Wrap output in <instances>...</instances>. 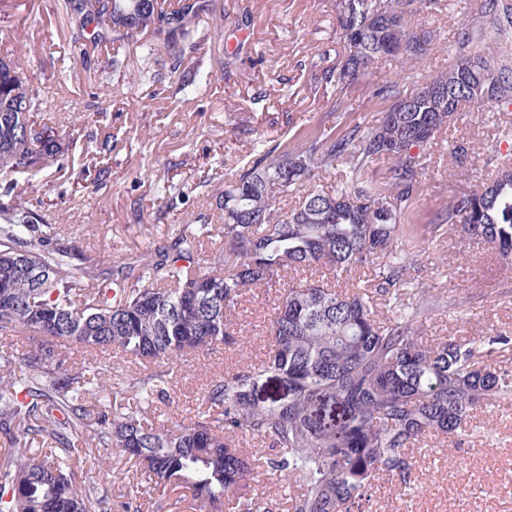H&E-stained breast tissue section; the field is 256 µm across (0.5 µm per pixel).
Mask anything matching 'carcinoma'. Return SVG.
<instances>
[{
    "mask_svg": "<svg viewBox=\"0 0 512 512\" xmlns=\"http://www.w3.org/2000/svg\"><path fill=\"white\" fill-rule=\"evenodd\" d=\"M435 10L440 0H336L343 60L323 72L341 93L387 57L420 63L433 51L434 34L413 30L415 3ZM86 42L98 47L109 35H135L142 43L140 78L160 65L156 47L179 60L201 14L213 0H65ZM474 33H458L452 63L402 93L396 79L376 95L389 101L380 122L341 134L320 129L292 143L258 151L224 184V246L205 255L211 224H185L145 252L112 261L103 245L83 249L60 237L31 207L0 194V334L26 337L28 350L0 354V428L12 444L40 439L50 447L0 453V512H112L93 483L80 482L64 460L85 435L97 448H113L138 463L152 488L185 489L207 512H269L247 497L257 477L256 459L237 446L238 435L269 443L279 454L268 467L295 482L289 512H355L370 500L379 475L407 485L416 468L409 449L431 437L461 442L470 436L478 409L512 398V363L492 354L512 347L497 332L469 341L448 338L425 345L413 325L432 309L405 303L413 264L407 246L419 228L403 224L428 167L427 145L447 129L461 106L479 107L474 90L512 106V65L469 49ZM27 49L15 42L0 55V179L35 175L48 164L64 166L68 149L56 128L35 114L45 88L24 73ZM393 162L380 187L366 177L369 164ZM347 166L332 194L308 191L287 209L288 194L329 167ZM473 239L512 255V170L502 168L482 189L456 197L441 215ZM44 271L39 282L18 262ZM323 269L341 279L372 268L365 286L335 290L304 274ZM280 286L268 327V357L242 363L210 380L202 395L207 410L189 424L155 426L147 412L182 358L238 342L233 313L251 287ZM391 316L379 317L378 304ZM119 351L134 362L154 363L125 377L113 398L134 394V405L100 408L103 388L94 366L66 364L61 347ZM285 381L288 394L261 401L258 385Z\"/></svg>",
    "mask_w": 512,
    "mask_h": 512,
    "instance_id": "carcinoma-1",
    "label": "carcinoma"
}]
</instances>
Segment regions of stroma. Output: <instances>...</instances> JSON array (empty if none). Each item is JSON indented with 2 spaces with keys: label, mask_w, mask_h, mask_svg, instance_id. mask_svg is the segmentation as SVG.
Masks as SVG:
<instances>
[{
  "label": "stroma",
  "mask_w": 512,
  "mask_h": 512,
  "mask_svg": "<svg viewBox=\"0 0 512 512\" xmlns=\"http://www.w3.org/2000/svg\"><path fill=\"white\" fill-rule=\"evenodd\" d=\"M487 3L447 0L440 13L418 9L412 26L437 35L429 59L413 65L386 58L339 94L320 81L322 71L343 55L335 0H218L224 11L219 21L223 40L212 37L218 20L201 16L193 48L182 62L168 61L156 82L139 78L143 51L137 39L119 37L85 48L63 0H28L22 7L17 0H0V45L18 39L26 43L25 71L49 90L42 117L70 144L68 168L50 165L40 175L51 184L50 193L35 190L24 175L15 176L14 193L60 225L74 244H107L116 260L146 251L182 225L218 221L216 197L227 173L253 155L257 142L290 140L322 125L341 131L358 123L377 124L387 104L374 95L375 85L397 77L401 90L412 92L449 65L461 27L482 31L473 52L511 59L512 37L489 23ZM111 53L122 60L121 73L103 71L101 61ZM193 67L211 73L213 80L187 97L179 90V78ZM106 137L112 152L102 156L96 143ZM458 143L469 148L461 164L451 155ZM430 153V168L411 207L421 233L411 275L437 306L416 323V334L432 344L449 337L464 341L512 333V258L436 227L456 196L479 189L498 166L512 165V112L464 107L458 121L436 137ZM102 165L110 173L101 185L93 177ZM164 182L181 193L163 207L156 188ZM276 296V290L265 287L246 292L234 315L243 345L189 357L167 397L151 408L155 424L197 418L212 376L241 360L264 359ZM471 428L462 443L432 438L415 450L412 489H398L385 475L376 479L369 512H512V402L477 410ZM242 446L262 463L251 496L262 498L270 512H287L296 486L280 481L267 467L275 449L248 438ZM69 464L111 499L112 512H123L134 487L141 492L142 512H199L192 498L150 488L135 462L112 450L85 448L72 454Z\"/></svg>",
  "instance_id": "obj_1"
}]
</instances>
